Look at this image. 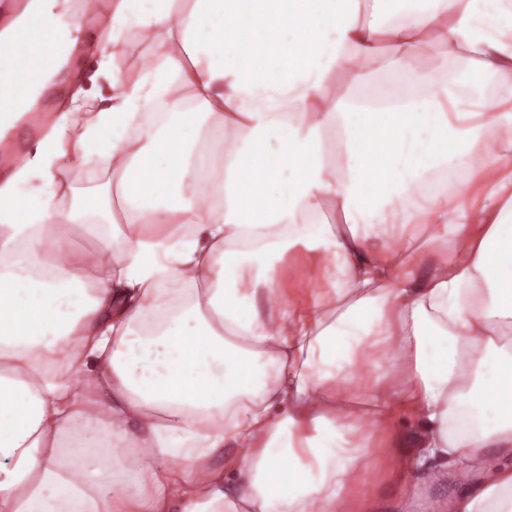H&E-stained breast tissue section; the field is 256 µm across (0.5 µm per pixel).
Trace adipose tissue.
<instances>
[{"label": "adipose tissue", "mask_w": 512, "mask_h": 512, "mask_svg": "<svg viewBox=\"0 0 512 512\" xmlns=\"http://www.w3.org/2000/svg\"><path fill=\"white\" fill-rule=\"evenodd\" d=\"M134 39L0 179V512H365L363 473L429 461L512 512V0H112L105 51ZM294 251L329 281L300 309ZM80 172L74 171L68 177V183L71 185L73 196L84 197H102L105 193L108 180L111 175H104L105 178L96 182H88L82 178Z\"/></svg>", "instance_id": "ef3b65f1"}]
</instances>
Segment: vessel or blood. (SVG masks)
<instances>
[{
    "label": "vessel or blood",
    "instance_id": "vessel-or-blood-1",
    "mask_svg": "<svg viewBox=\"0 0 512 512\" xmlns=\"http://www.w3.org/2000/svg\"><path fill=\"white\" fill-rule=\"evenodd\" d=\"M30 40L20 37L7 51L0 54V112H18L31 132L42 129L44 116L39 110H26L23 90L30 78L18 65V58L27 54Z\"/></svg>",
    "mask_w": 512,
    "mask_h": 512
}]
</instances>
